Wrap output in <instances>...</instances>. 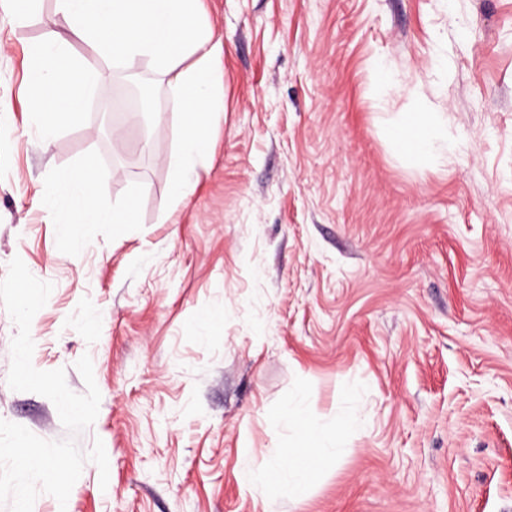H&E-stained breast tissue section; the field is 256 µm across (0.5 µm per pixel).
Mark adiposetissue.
I'll use <instances>...</instances> for the list:
<instances>
[{
	"label": "adipose tissue",
	"mask_w": 512,
	"mask_h": 512,
	"mask_svg": "<svg viewBox=\"0 0 512 512\" xmlns=\"http://www.w3.org/2000/svg\"><path fill=\"white\" fill-rule=\"evenodd\" d=\"M57 13L70 33L114 66L130 68L151 59L172 93L181 114L178 144L168 164L175 176L176 201L193 191V175L210 149L209 130L224 106L215 92L223 66L224 47L206 23L201 0H56ZM28 87L44 145L75 124L96 91L97 70L75 59L68 43L48 38L30 52ZM409 156L421 158L437 140L448 137L444 121L434 112L405 115L393 133ZM100 177L89 164L72 167L57 183L76 224H131L138 205L127 199L104 206ZM295 431V442L275 453L274 463L243 472V483H262L276 494L300 498L313 485L326 452L339 433L362 428L364 416L352 408L327 430L316 428L310 407L301 402L284 413Z\"/></svg>",
	"instance_id": "1"
}]
</instances>
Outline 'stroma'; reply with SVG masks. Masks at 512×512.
<instances>
[{
    "instance_id": "stroma-1",
    "label": "stroma",
    "mask_w": 512,
    "mask_h": 512,
    "mask_svg": "<svg viewBox=\"0 0 512 512\" xmlns=\"http://www.w3.org/2000/svg\"><path fill=\"white\" fill-rule=\"evenodd\" d=\"M224 44V112L194 191L171 193L176 148L154 63L70 51L103 75L78 124L43 147L26 100L30 49L69 39L55 0L11 21L0 0V279L21 258L52 283L32 363L90 354L94 424L13 391L0 304V419L46 440H102L66 506L33 512H512V0H204ZM152 83L158 131L133 122L129 75ZM443 113L423 161L387 132ZM99 171L136 221L75 224L56 178ZM223 321H215V314ZM363 408L301 498L240 473Z\"/></svg>"
}]
</instances>
